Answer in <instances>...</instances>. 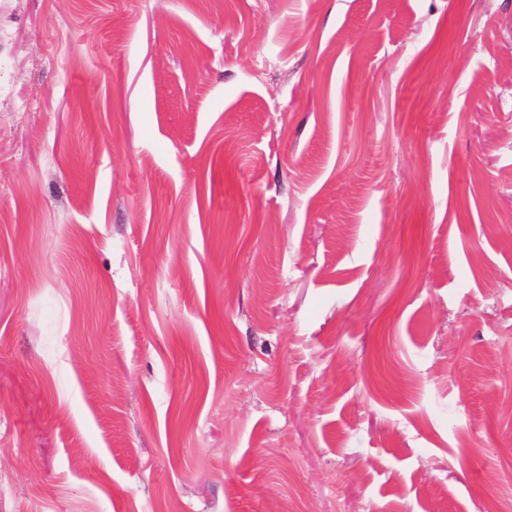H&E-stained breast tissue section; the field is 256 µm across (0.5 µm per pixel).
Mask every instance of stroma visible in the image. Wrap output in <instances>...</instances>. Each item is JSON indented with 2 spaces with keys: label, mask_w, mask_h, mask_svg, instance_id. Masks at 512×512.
Segmentation results:
<instances>
[{
  "label": "stroma",
  "mask_w": 512,
  "mask_h": 512,
  "mask_svg": "<svg viewBox=\"0 0 512 512\" xmlns=\"http://www.w3.org/2000/svg\"><path fill=\"white\" fill-rule=\"evenodd\" d=\"M0 512H512V0H0Z\"/></svg>",
  "instance_id": "35a3bbf8"
}]
</instances>
